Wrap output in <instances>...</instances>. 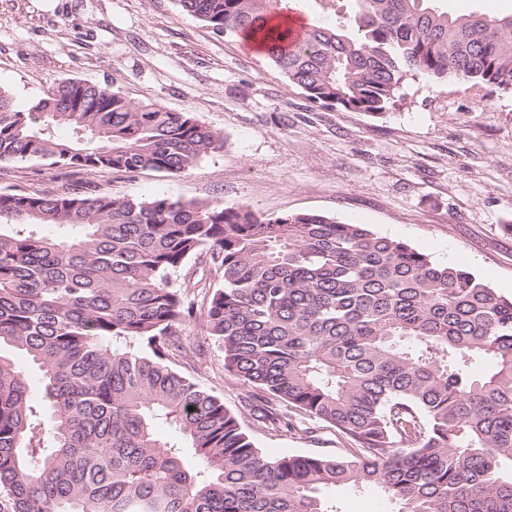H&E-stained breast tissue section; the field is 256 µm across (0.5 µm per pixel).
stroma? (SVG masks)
Listing matches in <instances>:
<instances>
[{"instance_id": "35a3bbf8", "label": "stroma", "mask_w": 512, "mask_h": 512, "mask_svg": "<svg viewBox=\"0 0 512 512\" xmlns=\"http://www.w3.org/2000/svg\"><path fill=\"white\" fill-rule=\"evenodd\" d=\"M75 78L190 112L224 147L188 174L90 175L43 160L0 163V193L99 186L117 197L219 200L265 217L318 213L409 244L512 296V95L406 81L380 115L310 102L259 51L219 36L178 0H0V89L30 111ZM178 369L242 412L269 456L332 454L335 426L295 417L273 433L242 411L249 389L217 343L181 328Z\"/></svg>"}]
</instances>
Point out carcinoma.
I'll return each instance as SVG.
<instances>
[{
	"label": "carcinoma",
	"instance_id": "carcinoma-1",
	"mask_svg": "<svg viewBox=\"0 0 512 512\" xmlns=\"http://www.w3.org/2000/svg\"><path fill=\"white\" fill-rule=\"evenodd\" d=\"M352 2L296 42L266 27L269 0H179L215 33L254 38L326 107L382 114L416 78L512 95V15ZM223 147L192 113L118 88L64 79L29 112L0 89V162L175 177ZM193 257L221 279L200 307L199 281L172 282ZM187 323L220 346L267 429L292 428L286 406L348 445L268 458L241 413L174 366ZM2 348L37 366L51 417L0 353V512H340L338 487L378 488L398 512H512V298L364 224L96 189L0 193Z\"/></svg>",
	"mask_w": 512,
	"mask_h": 512
}]
</instances>
